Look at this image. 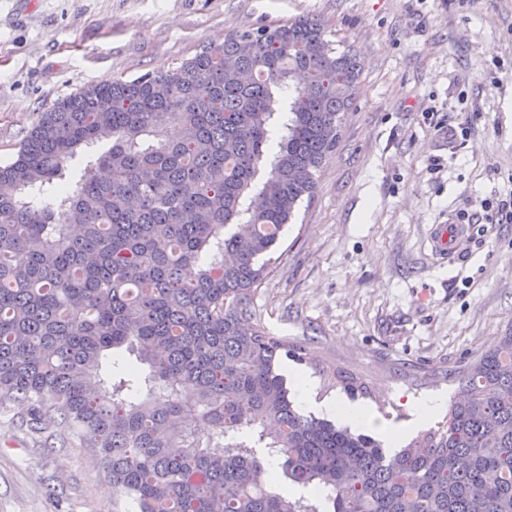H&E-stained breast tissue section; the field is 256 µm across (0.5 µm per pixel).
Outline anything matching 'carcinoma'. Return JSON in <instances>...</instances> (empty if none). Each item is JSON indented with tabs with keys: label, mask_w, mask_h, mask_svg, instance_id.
<instances>
[{
	"label": "carcinoma",
	"mask_w": 512,
	"mask_h": 512,
	"mask_svg": "<svg viewBox=\"0 0 512 512\" xmlns=\"http://www.w3.org/2000/svg\"><path fill=\"white\" fill-rule=\"evenodd\" d=\"M315 17L87 85L0 164V395L71 424L133 512H512V330L389 454L298 412L253 322L358 76ZM267 173L254 210L248 195Z\"/></svg>",
	"instance_id": "1"
}]
</instances>
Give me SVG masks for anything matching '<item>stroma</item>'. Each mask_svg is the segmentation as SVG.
<instances>
[{
	"instance_id": "35a3bbf8",
	"label": "stroma",
	"mask_w": 512,
	"mask_h": 512,
	"mask_svg": "<svg viewBox=\"0 0 512 512\" xmlns=\"http://www.w3.org/2000/svg\"><path fill=\"white\" fill-rule=\"evenodd\" d=\"M322 19L359 63L342 137L278 243L251 309L301 346L314 389L420 435L416 404L512 329V0H0V161L40 112L88 84L179 64L225 36ZM459 128L449 138V127ZM469 218L455 254L438 224ZM349 378L361 390L347 395ZM0 402V512H115L97 449L68 424L28 427Z\"/></svg>"
}]
</instances>
